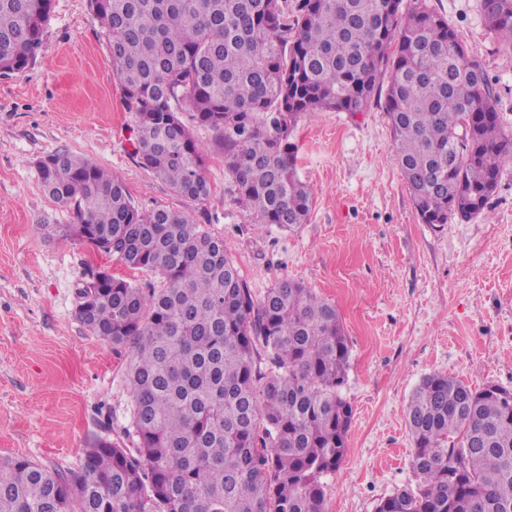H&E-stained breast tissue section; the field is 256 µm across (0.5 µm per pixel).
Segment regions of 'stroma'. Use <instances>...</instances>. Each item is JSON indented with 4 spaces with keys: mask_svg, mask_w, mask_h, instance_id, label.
Returning <instances> with one entry per match:
<instances>
[{
    "mask_svg": "<svg viewBox=\"0 0 512 512\" xmlns=\"http://www.w3.org/2000/svg\"><path fill=\"white\" fill-rule=\"evenodd\" d=\"M479 59L512 135V49L490 33L478 0H430ZM132 117L105 31L87 0H54L43 48L24 73L0 78V457L68 471L98 438L133 447L127 369L115 346L77 317L90 270L134 283L157 275L88 243L49 233L73 223L42 189L35 162L76 153L120 179L134 203L167 207L224 240L255 295L281 279L335 304L350 341L343 396L348 452L325 487V512H376L415 487L405 411L423 377L512 391V159L479 217L425 224L397 162L383 96L363 112H310L295 129L296 169L314 191L307 223H255L239 204L209 129V195H176L132 155Z\"/></svg>",
    "mask_w": 512,
    "mask_h": 512,
    "instance_id": "35a3bbf8",
    "label": "stroma"
}]
</instances>
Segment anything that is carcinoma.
<instances>
[{"instance_id": "carcinoma-1", "label": "carcinoma", "mask_w": 512, "mask_h": 512, "mask_svg": "<svg viewBox=\"0 0 512 512\" xmlns=\"http://www.w3.org/2000/svg\"><path fill=\"white\" fill-rule=\"evenodd\" d=\"M88 0L132 114L133 157L177 195L209 194L192 129L216 133L257 224L306 223L313 191L290 142L308 112H363L388 76L393 149L425 224L469 221L496 192L512 137L457 31L413 0ZM512 47V0H479ZM53 0H0V77L32 65ZM36 167L76 223L52 231L152 272L114 278L77 313L127 371L136 448L100 439L66 473L0 458V512H324L347 453L350 347L336 306L283 279L257 299L224 240L68 151ZM417 486L377 512H512V392L425 376L406 407Z\"/></svg>"}]
</instances>
